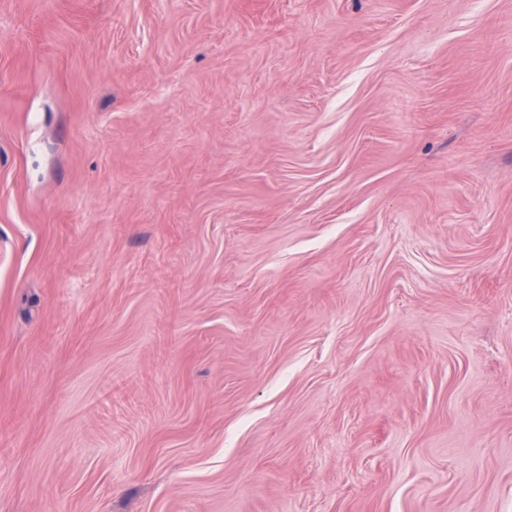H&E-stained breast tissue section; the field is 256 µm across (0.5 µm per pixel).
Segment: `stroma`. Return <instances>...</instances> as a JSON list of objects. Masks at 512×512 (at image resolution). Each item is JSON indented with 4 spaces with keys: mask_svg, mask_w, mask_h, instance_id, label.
<instances>
[{
    "mask_svg": "<svg viewBox=\"0 0 512 512\" xmlns=\"http://www.w3.org/2000/svg\"><path fill=\"white\" fill-rule=\"evenodd\" d=\"M0 512H512V0H0Z\"/></svg>",
    "mask_w": 512,
    "mask_h": 512,
    "instance_id": "stroma-1",
    "label": "stroma"
}]
</instances>
